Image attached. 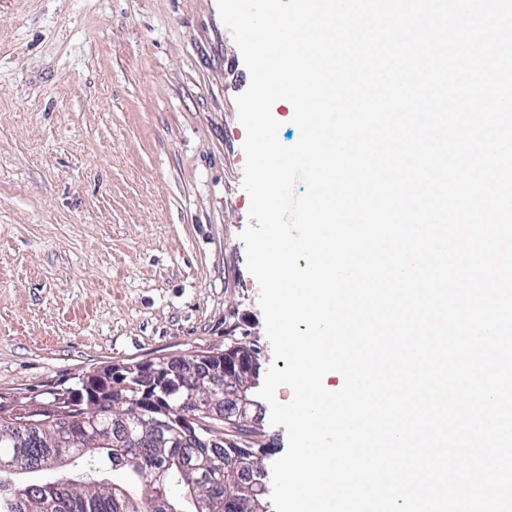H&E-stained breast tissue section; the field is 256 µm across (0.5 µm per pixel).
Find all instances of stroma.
<instances>
[{
  "instance_id": "stroma-1",
  "label": "stroma",
  "mask_w": 512,
  "mask_h": 512,
  "mask_svg": "<svg viewBox=\"0 0 512 512\" xmlns=\"http://www.w3.org/2000/svg\"><path fill=\"white\" fill-rule=\"evenodd\" d=\"M249 83L216 0H0V404L230 345L284 368L239 238Z\"/></svg>"
}]
</instances>
